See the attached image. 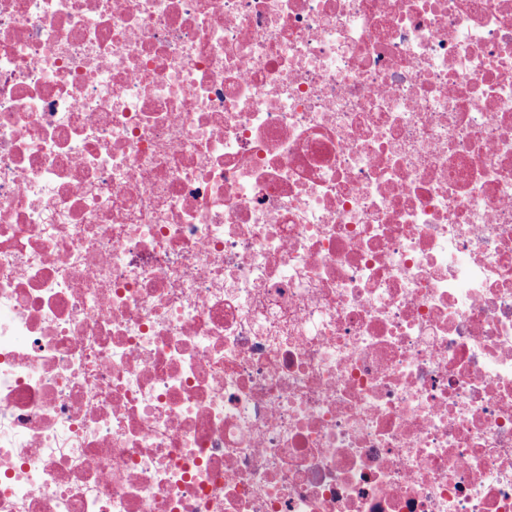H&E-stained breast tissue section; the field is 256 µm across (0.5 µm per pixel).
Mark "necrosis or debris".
Here are the masks:
<instances>
[{"label": "necrosis or debris", "instance_id": "necrosis-or-debris-1", "mask_svg": "<svg viewBox=\"0 0 512 512\" xmlns=\"http://www.w3.org/2000/svg\"><path fill=\"white\" fill-rule=\"evenodd\" d=\"M0 512H512V0H0Z\"/></svg>", "mask_w": 512, "mask_h": 512}]
</instances>
